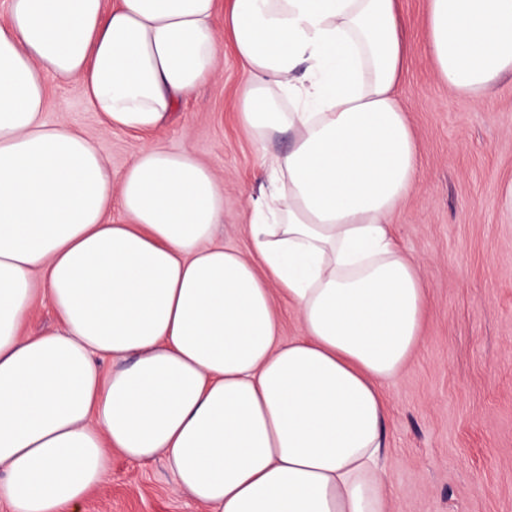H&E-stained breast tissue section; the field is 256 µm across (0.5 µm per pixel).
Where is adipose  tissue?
I'll return each instance as SVG.
<instances>
[{
  "label": "adipose tissue",
  "mask_w": 512,
  "mask_h": 512,
  "mask_svg": "<svg viewBox=\"0 0 512 512\" xmlns=\"http://www.w3.org/2000/svg\"><path fill=\"white\" fill-rule=\"evenodd\" d=\"M440 81L512 74V0H428ZM231 48L267 146L252 254L216 242L224 189L147 143L120 177L48 122L77 80L102 132L151 133ZM398 0H8L0 24V500L78 512L113 453L163 456L213 512H388L384 393L421 340V263L391 216L421 173L398 89ZM290 133L287 151L270 146ZM120 207L122 220L108 215ZM301 334L281 339L275 296ZM59 325L21 335L39 301ZM126 359L106 372L102 358Z\"/></svg>",
  "instance_id": "ef3b65f1"
}]
</instances>
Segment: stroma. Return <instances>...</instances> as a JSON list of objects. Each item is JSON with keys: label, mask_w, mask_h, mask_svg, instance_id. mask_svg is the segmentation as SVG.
I'll use <instances>...</instances> for the list:
<instances>
[{"label": "stroma", "mask_w": 512, "mask_h": 512, "mask_svg": "<svg viewBox=\"0 0 512 512\" xmlns=\"http://www.w3.org/2000/svg\"><path fill=\"white\" fill-rule=\"evenodd\" d=\"M412 47L401 104L414 131L422 173L392 222L423 261L428 311L414 358L388 385L382 466L389 512H512V214L502 189L512 181V76L480 99L441 82L421 44L428 0H400ZM241 71L225 54L216 76L178 103L155 140L187 150L224 180L218 241L249 251L248 194L268 186L264 148L237 124ZM45 117L95 134L120 175L144 135L100 130L75 81L48 86ZM79 512H207L177 488L163 459L113 453L112 468Z\"/></svg>", "instance_id": "35a3bbf8"}]
</instances>
